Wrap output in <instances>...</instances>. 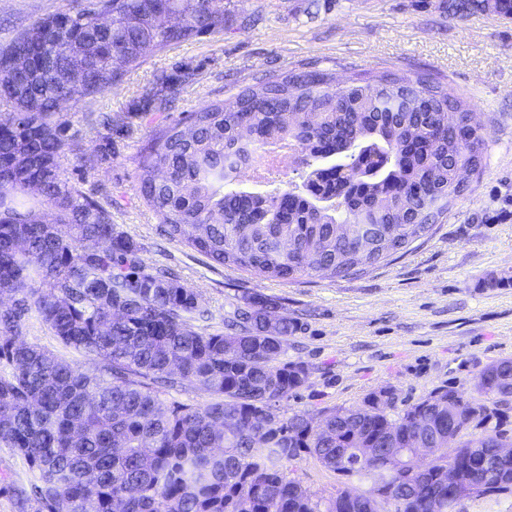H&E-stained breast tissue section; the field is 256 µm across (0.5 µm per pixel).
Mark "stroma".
Instances as JSON below:
<instances>
[{
    "label": "stroma",
    "instance_id": "stroma-1",
    "mask_svg": "<svg viewBox=\"0 0 512 512\" xmlns=\"http://www.w3.org/2000/svg\"><path fill=\"white\" fill-rule=\"evenodd\" d=\"M89 2L0 0V48L34 21ZM446 2L223 0V30L147 51L112 90L66 116L79 149L68 155L65 177L111 213L145 265L179 271L208 313L207 332L223 331L245 298L259 295L279 300L297 321L284 358L304 362L310 379L280 403L281 417L353 408L382 387L396 391L400 410L437 388L469 393L485 366L512 358V18L452 19ZM384 68L439 78L466 97L488 134L469 192L409 252L355 279L289 282L217 265L161 236L138 191L140 156L157 131L272 73L323 71L346 83ZM175 71L186 81L166 101L154 99L159 79ZM104 115L111 128L100 125ZM105 143L111 162L86 166ZM296 473L324 496L367 488L309 456ZM30 478L23 458L0 447V481L13 486L0 494V512H17L14 492Z\"/></svg>",
    "mask_w": 512,
    "mask_h": 512
}]
</instances>
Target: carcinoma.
I'll list each match as a JSON object with an SVG mask.
<instances>
[{
  "label": "carcinoma",
  "mask_w": 512,
  "mask_h": 512,
  "mask_svg": "<svg viewBox=\"0 0 512 512\" xmlns=\"http://www.w3.org/2000/svg\"><path fill=\"white\" fill-rule=\"evenodd\" d=\"M219 2L104 0L106 27L95 8L69 10V43L43 42L55 14L0 50V100L12 108L0 119V447L33 474L21 512H362L348 491L318 496L293 476L306 455L369 482L370 495L387 492L380 481L398 483L379 512H448L435 497L444 466L482 482L475 455L494 456V438L509 434L512 417L499 407L512 401L511 359L487 365L468 396L448 387L450 407L436 390L392 416L372 391L354 408L285 419L280 402L310 371L279 360L297 331L283 305L249 299L239 331H198L197 293L173 270L145 266L109 211L63 175L71 138L58 116L112 88L146 51L223 29ZM448 10L511 17L512 0H449ZM168 13L182 26H166ZM21 50L31 68L17 75L9 57ZM469 113L461 94L427 75L387 69L335 86L319 71L273 74L160 131L139 192L166 236L218 265L283 281L356 278L408 252L465 193L453 168L479 171L488 146ZM276 141L309 170L303 183L242 188V171ZM33 315L59 349L21 339ZM66 351L98 364L83 370ZM187 382L209 403L162 401ZM450 431L452 449L442 443ZM358 437L382 448L375 461H360ZM417 441L439 449L435 465L385 468ZM498 465L486 495L512 497V458Z\"/></svg>",
  "instance_id": "cac0c4a2"
}]
</instances>
